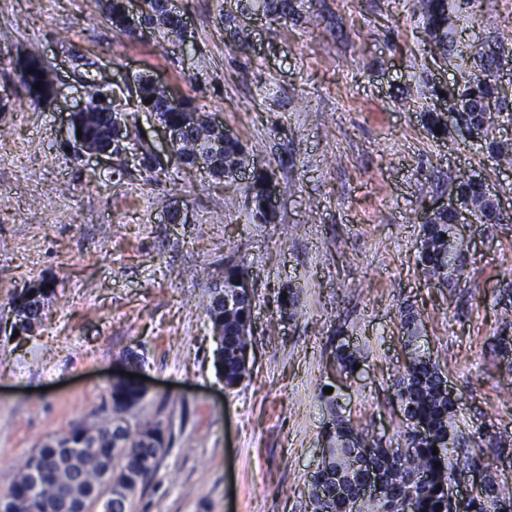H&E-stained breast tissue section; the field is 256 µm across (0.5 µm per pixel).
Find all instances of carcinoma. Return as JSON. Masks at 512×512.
<instances>
[{"label":"carcinoma","mask_w":512,"mask_h":512,"mask_svg":"<svg viewBox=\"0 0 512 512\" xmlns=\"http://www.w3.org/2000/svg\"><path fill=\"white\" fill-rule=\"evenodd\" d=\"M472 0H415L414 10L423 20L425 29L436 48L444 56L453 45L454 23L467 16ZM146 13L151 29L166 36L182 39V21L170 14L165 0H145ZM243 10H258L266 16L287 19L295 14V0H246ZM106 17L112 26L123 34H130L125 22L124 0H104ZM462 61L470 63L465 83L450 88L446 95L461 101L470 127L484 143L487 152L497 157H512V144L491 136L493 120L485 113L474 112L471 98L490 100L498 89L493 77L496 57L484 50L458 52ZM19 83L27 95L36 101L51 97L53 75L51 70L36 58L19 64ZM42 83V89L34 88ZM140 107L155 112L159 120L177 129L178 140L173 150L187 164H192L201 138V127L195 117L201 112L193 101L185 97L172 106L165 99L164 87L148 76L135 78ZM151 103H146V100ZM118 115L97 104H90L81 119L85 141L100 146L108 145ZM208 175L221 179L224 173L250 164L249 153L239 141L224 143V151L213 156ZM270 180L266 172L253 175L251 187L253 219L262 224L270 223L262 210V188ZM448 217H439V223L423 229V239L418 247V263L432 277L443 271L450 276L463 271V250L458 242L448 241ZM40 300L26 303L25 292L14 298V306L25 310L24 316L36 321L41 316L50 288L45 283ZM251 302L244 301L234 313L224 315V304L212 297L206 306L212 329H223L217 342L215 368L224 379V386L234 388L249 374L243 361V351L250 337L243 335L248 323ZM340 368L347 374L355 372L354 364L361 361L359 349L346 343L335 353ZM443 372L428 355L414 353L403 373L395 383V395L405 401L412 417L423 423L429 435L413 438L406 434L412 445L409 454L400 448H386L379 441L370 440L365 432L355 428L339 412L336 398L324 397L330 412L323 438L327 455L322 457L316 472L317 482L310 484L308 507L311 512H450L448 487L454 472L460 468L478 469V463L469 447L470 435L457 425V403L442 388ZM144 396L131 387L116 385L110 390L111 415L94 424L78 423L67 437L51 439L40 450L28 457L19 467L14 481L6 492L0 493V512H88L89 507L101 500L103 512H128L129 499L139 487L154 475L165 452V437L159 425L146 423L131 429L126 415L135 410ZM365 442L369 447L372 463L385 479L382 497L374 503L358 502L350 495L363 474H348V491L337 490L336 473L346 469V444ZM438 454H433V449ZM121 459L115 464V459ZM441 467H435V463ZM481 492L472 496L463 512H512V488L504 487L491 477L484 476Z\"/></svg>","instance_id":"carcinoma-1"}]
</instances>
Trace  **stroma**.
I'll return each instance as SVG.
<instances>
[{
	"instance_id": "stroma-1",
	"label": "stroma",
	"mask_w": 512,
	"mask_h": 512,
	"mask_svg": "<svg viewBox=\"0 0 512 512\" xmlns=\"http://www.w3.org/2000/svg\"><path fill=\"white\" fill-rule=\"evenodd\" d=\"M103 2L0 0V491L49 438L108 417L112 377L134 349L150 391L128 422L159 424L167 451L130 512H307L324 389L359 430L403 447L394 382L417 344L455 388L486 474L512 487V359L496 347L512 323V160L428 132L460 72L432 52L412 0L240 15L244 44L224 27L236 0H173L181 43L120 35ZM455 39L512 52V0H474ZM30 56L56 75L39 103L17 79ZM139 75L237 135L274 178L275 223L251 221V175L140 166L163 139L131 96ZM97 88L122 100L130 137L121 153L78 159L69 114ZM472 173L506 218L463 229L465 273L445 286L418 263L423 216ZM229 262L248 267L254 293L250 374L230 390L204 310ZM41 281L55 289L41 323L6 338L14 296ZM289 288L292 318L280 309ZM344 342L364 355L351 375L334 359Z\"/></svg>"
}]
</instances>
